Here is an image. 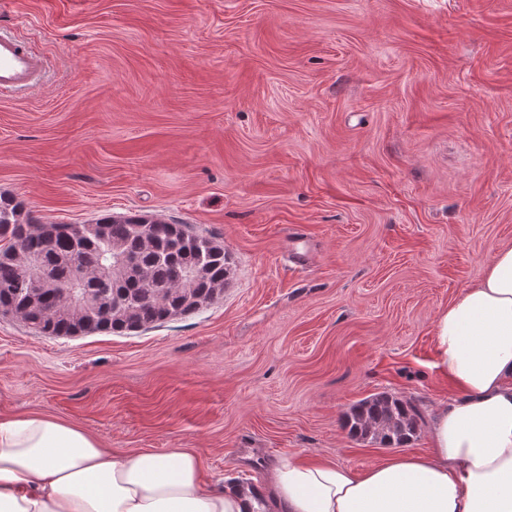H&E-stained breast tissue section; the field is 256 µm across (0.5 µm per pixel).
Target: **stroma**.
<instances>
[{
	"instance_id": "35a3bbf8",
	"label": "stroma",
	"mask_w": 512,
	"mask_h": 512,
	"mask_svg": "<svg viewBox=\"0 0 512 512\" xmlns=\"http://www.w3.org/2000/svg\"><path fill=\"white\" fill-rule=\"evenodd\" d=\"M0 30L46 67L0 96V193L232 260L220 299L129 335L0 315V416L192 448L229 488L387 455L345 425L378 393L428 450L436 318L512 246V0H0Z\"/></svg>"
}]
</instances>
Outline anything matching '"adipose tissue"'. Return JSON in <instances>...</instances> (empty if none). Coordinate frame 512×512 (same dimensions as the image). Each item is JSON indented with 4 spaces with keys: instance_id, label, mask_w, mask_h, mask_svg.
Here are the masks:
<instances>
[{
    "instance_id": "1",
    "label": "adipose tissue",
    "mask_w": 512,
    "mask_h": 512,
    "mask_svg": "<svg viewBox=\"0 0 512 512\" xmlns=\"http://www.w3.org/2000/svg\"><path fill=\"white\" fill-rule=\"evenodd\" d=\"M437 373L454 396L430 447L358 469L288 459L268 485L276 512H512V247L434 326ZM251 493L206 484L191 448H107L39 414L0 418V512H266Z\"/></svg>"
}]
</instances>
